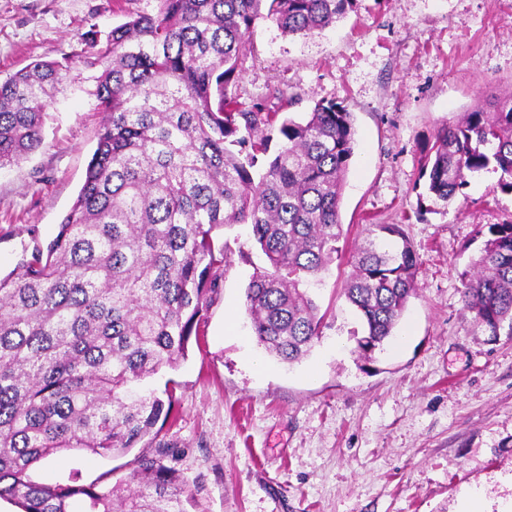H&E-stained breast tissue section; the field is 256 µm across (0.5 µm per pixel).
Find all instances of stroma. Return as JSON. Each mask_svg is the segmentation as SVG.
Here are the masks:
<instances>
[{
    "mask_svg": "<svg viewBox=\"0 0 512 512\" xmlns=\"http://www.w3.org/2000/svg\"><path fill=\"white\" fill-rule=\"evenodd\" d=\"M158 0H0V81L56 61L66 78L47 110L41 146L0 168V276L47 246L72 207L102 115L91 37ZM232 92L245 105L295 96L352 112L356 145L343 192V254L363 246L366 220L401 225L420 259L417 294L373 359L355 351L359 320L341 292L346 263L316 291L324 327L288 366L252 332L245 288L265 257L248 226L216 230L228 250L220 291L177 369L173 417L157 437L109 456H67L37 467L53 482L79 470L111 485L157 443L179 450L198 480L196 512H512V336L488 341L465 315L460 290L484 247L480 226L512 220V194L481 173L447 213H421L420 152L439 127L512 90V0H356L322 33L286 36L258 20Z\"/></svg>",
    "mask_w": 512,
    "mask_h": 512,
    "instance_id": "1",
    "label": "stroma"
}]
</instances>
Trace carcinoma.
Here are the masks:
<instances>
[{"mask_svg":"<svg viewBox=\"0 0 512 512\" xmlns=\"http://www.w3.org/2000/svg\"><path fill=\"white\" fill-rule=\"evenodd\" d=\"M355 0H159L83 58L97 70L103 114L85 181L55 238L0 277V499L22 512H187L198 486L166 443L136 459L125 481L83 484L79 472L37 482L57 455L108 456L135 447L172 398L146 380L187 355L218 292L213 233L245 224L266 257L246 288L259 344L290 364L322 334L312 286L342 256L340 204L355 149L352 113L316 101L302 118L229 91L251 52L256 21L312 36ZM63 65L36 61L0 82V168L37 150ZM280 144L260 175L264 131ZM499 174L512 193V92L466 112L423 149L420 199L430 210L467 197L469 178ZM420 265L398 224H374L342 288L362 320L357 347H381L416 295ZM474 329L512 335V221L490 224L463 282Z\"/></svg>","mask_w":512,"mask_h":512,"instance_id":"obj_1","label":"carcinoma"}]
</instances>
